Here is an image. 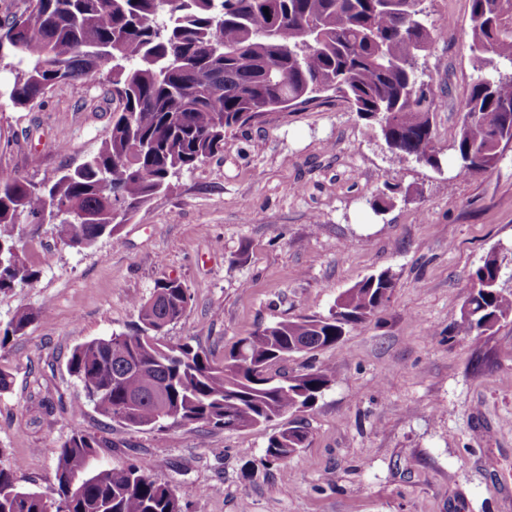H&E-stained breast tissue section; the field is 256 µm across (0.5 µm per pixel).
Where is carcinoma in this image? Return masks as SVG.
<instances>
[{
  "mask_svg": "<svg viewBox=\"0 0 512 512\" xmlns=\"http://www.w3.org/2000/svg\"><path fill=\"white\" fill-rule=\"evenodd\" d=\"M422 0H24L0 22V65L14 71L10 101L33 107L52 90L104 85L120 109L97 153L52 183L0 176V292L35 282L22 256L20 224H51L60 243L93 246L172 180L224 153V136L266 112L308 105L332 92L378 128L391 159L441 168L433 134L436 102L418 79V60L435 39ZM470 50L479 77L460 106L457 176L494 168L512 144V0H469ZM495 254L474 271L458 332L482 336L512 317L498 287ZM395 288L383 270L364 278L326 316L278 321L239 340L217 362L189 343L161 341L191 303L178 278L134 301L128 331L77 345L68 372L82 386L83 412L130 429L201 425L247 429L311 407L330 383L322 369L288 382L254 376L295 353L336 344L378 312ZM43 316L20 311L0 323V348ZM308 432L271 435L265 457L284 464ZM103 438L76 432L48 452L56 496L16 484L0 466V512H183L170 483L134 462L98 463Z\"/></svg>",
  "mask_w": 512,
  "mask_h": 512,
  "instance_id": "cac0c4a2",
  "label": "carcinoma"
}]
</instances>
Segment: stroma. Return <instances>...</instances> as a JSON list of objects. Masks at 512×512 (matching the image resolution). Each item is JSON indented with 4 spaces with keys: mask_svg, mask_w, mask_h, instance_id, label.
Masks as SVG:
<instances>
[{
    "mask_svg": "<svg viewBox=\"0 0 512 512\" xmlns=\"http://www.w3.org/2000/svg\"><path fill=\"white\" fill-rule=\"evenodd\" d=\"M446 26L419 61L437 103L442 168L392 162L350 104L328 96L266 113L224 138V153L182 172L116 237L90 249L59 244L50 226L25 231L33 285L0 293V321L43 316L0 349L12 384L0 392V465L46 497L57 488L50 448L73 432L109 439L101 462H135L167 478L185 512H512V317L482 336L456 331L472 272L488 253L512 293V145L495 168L454 175L459 104L478 72L468 0H425ZM0 70V174L54 180L99 149L117 103L74 85L31 108L13 106ZM407 201L375 210L386 187ZM396 288L374 317L335 345L272 366L326 370L314 405L249 430L173 425L130 430L72 407L73 348L126 331L134 300L181 279L191 293L167 342L200 344L215 360L258 326L328 313L369 274ZM301 423L309 445L286 464L265 460L268 437Z\"/></svg>",
    "mask_w": 512,
    "mask_h": 512,
    "instance_id": "obj_1",
    "label": "stroma"
}]
</instances>
